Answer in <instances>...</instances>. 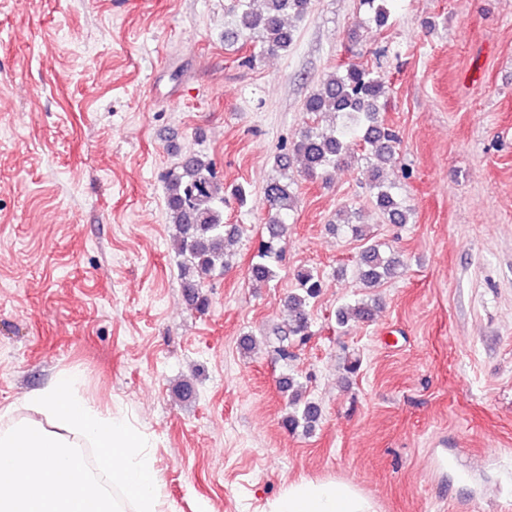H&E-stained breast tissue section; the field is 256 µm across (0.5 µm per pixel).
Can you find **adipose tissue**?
<instances>
[{
    "label": "adipose tissue",
    "instance_id": "obj_1",
    "mask_svg": "<svg viewBox=\"0 0 512 512\" xmlns=\"http://www.w3.org/2000/svg\"><path fill=\"white\" fill-rule=\"evenodd\" d=\"M270 512H377L376 503L347 481L290 482Z\"/></svg>",
    "mask_w": 512,
    "mask_h": 512
}]
</instances>
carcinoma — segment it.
Instances as JSON below:
<instances>
[{
	"label": "carcinoma",
	"instance_id": "obj_1",
	"mask_svg": "<svg viewBox=\"0 0 512 512\" xmlns=\"http://www.w3.org/2000/svg\"><path fill=\"white\" fill-rule=\"evenodd\" d=\"M372 12L376 28L389 24L390 12L385 0H364ZM311 0H235L230 15L231 28L224 31V41L235 43L244 39L257 49L245 58L248 64L265 52L284 51L294 41L293 30L285 16L300 19L308 13ZM390 90L388 75L362 64L349 62L328 74L305 101L304 112L312 122L301 137L277 156L281 176L270 180L263 191L268 209V224L262 227V239L252 256L247 274L251 282L265 284L277 276L284 252V237L288 220L296 209L295 180L288 175L293 164L310 180H324L330 169L351 158L350 145L356 141L369 158L376 161L371 168L369 197L391 224H408L413 209L395 191V186L381 175L382 166L392 162L399 136L395 128L382 117ZM165 206L169 222L175 229V247L183 257L180 288L189 305L204 311L209 298L203 292L204 279L224 271L229 247L237 242L239 227L224 223L227 198L243 206L247 202L245 189L224 187L215 171L214 162L202 152L184 155L166 176ZM356 211L343 208L336 212L334 227L364 240L363 226L355 221ZM404 267L401 255L388 252L380 243L364 247L357 269L360 283L373 290L397 277ZM296 286L288 294V319L276 328L279 353L288 359V341L305 339L311 327V302L320 293L322 284L317 272L301 268L294 273ZM376 311V302L359 298L340 306L336 322H369ZM282 389L288 396L289 411L283 424L290 431H312L320 422L321 409L304 398L303 386L293 376L284 378Z\"/></svg>",
	"mask_w": 512,
	"mask_h": 512
}]
</instances>
